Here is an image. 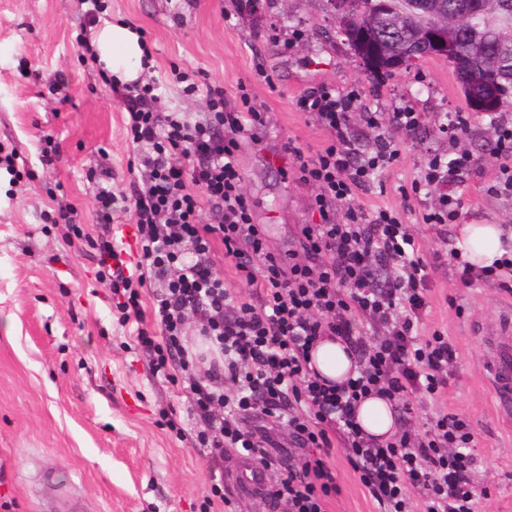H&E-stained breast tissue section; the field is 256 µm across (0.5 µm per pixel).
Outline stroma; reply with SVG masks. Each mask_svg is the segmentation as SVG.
I'll use <instances>...</instances> for the list:
<instances>
[{
  "label": "stroma",
  "instance_id": "stroma-1",
  "mask_svg": "<svg viewBox=\"0 0 512 512\" xmlns=\"http://www.w3.org/2000/svg\"><path fill=\"white\" fill-rule=\"evenodd\" d=\"M110 0L111 21L144 32L164 106L201 117L206 86L234 96L246 84L265 113L260 142H241L237 160L253 201L252 221L264 225L274 252L294 248L299 225L319 223L313 190L302 184L289 146L315 155L327 142L295 100L322 84L357 90L370 112L410 109L423 126L396 140L398 156L356 196L367 211L395 210L411 224L436 268L419 335L447 332L457 360L448 379V410L464 415L476 433L477 468L487 490L479 512H512V421L502 416L490 387L492 357L478 344L482 327L512 314V295L456 280L450 243L421 221L424 198H405L431 153H448L439 130L447 116L470 115L465 144L470 166L448 191L461 201L458 224L512 226V198L490 191L500 160L491 120L512 123V94L495 115L473 111L452 68L429 58L413 72L379 80L366 75L342 37L329 0ZM79 0H0V144L16 148L33 179L10 185L0 175V512H59L58 488H68L86 512H269L263 499L242 495L228 473L234 451L214 460L195 436L187 376L171 366L152 372L135 324H120L116 299L96 278L97 224L91 173L109 169L113 192L131 190L132 146L125 109L86 63L76 35ZM199 85L183 92L175 71ZM59 144L54 165L38 161L44 136ZM70 204L87 233L66 247L65 225L44 226L43 210ZM180 422L173 431L168 418ZM328 465L342 488L332 512H380L346 458L336 449ZM224 476V498L210 495Z\"/></svg>",
  "mask_w": 512,
  "mask_h": 512
}]
</instances>
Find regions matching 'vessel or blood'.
I'll list each match as a JSON object with an SVG mask.
<instances>
[{"label": "vessel or blood", "instance_id": "vessel-or-blood-1", "mask_svg": "<svg viewBox=\"0 0 512 512\" xmlns=\"http://www.w3.org/2000/svg\"><path fill=\"white\" fill-rule=\"evenodd\" d=\"M479 343L493 356L490 382L498 409L512 420V322L487 327ZM232 478L241 493L254 497L266 493L272 483L270 471L247 457L239 458Z\"/></svg>", "mask_w": 512, "mask_h": 512}]
</instances>
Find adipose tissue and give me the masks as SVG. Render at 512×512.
Returning a JSON list of instances; mask_svg holds the SVG:
<instances>
[{
  "instance_id": "ef3b65f1",
  "label": "adipose tissue",
  "mask_w": 512,
  "mask_h": 512,
  "mask_svg": "<svg viewBox=\"0 0 512 512\" xmlns=\"http://www.w3.org/2000/svg\"><path fill=\"white\" fill-rule=\"evenodd\" d=\"M91 46L99 64L122 84L136 81L144 70L145 45L130 26L107 23L93 35ZM502 230L496 224H465L456 249L462 260L489 266L503 257Z\"/></svg>"
}]
</instances>
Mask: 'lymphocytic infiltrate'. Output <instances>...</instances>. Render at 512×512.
<instances>
[{"mask_svg": "<svg viewBox=\"0 0 512 512\" xmlns=\"http://www.w3.org/2000/svg\"><path fill=\"white\" fill-rule=\"evenodd\" d=\"M156 88L153 79L122 87L136 176L127 195L98 185L92 207L104 227L133 224L135 261L126 264L122 244L105 240L97 277L118 297L121 323L138 321L137 341L151 354L155 372L167 373L175 361L186 371L206 365L204 381L189 385L201 422L198 443L216 457L230 448L276 468L266 495L273 512H327L342 493L326 464L339 448L383 512H412L416 495L424 512H477L485 489L474 432L443 406L456 350L444 331L417 334L434 267L412 225L390 209L369 213L355 202L373 175L394 161L396 134L415 132L424 114H360L358 92L330 85L299 95L297 110L328 135L312 158L288 148L300 181L314 190L321 221L301 225L297 248L275 254L264 226L251 220L253 202L236 160L241 141H260L267 128L245 85L237 87L236 106L222 88H208L198 119L165 111ZM357 116L373 134L366 152L350 134ZM470 161L460 145L450 155H430L413 193L452 182ZM342 203L348 209L341 216ZM219 243L254 300H235L216 274ZM454 266L463 284L512 290L511 259ZM145 288L154 291L149 327L141 324ZM192 327L206 353L187 345ZM326 341L341 344L351 360L342 381L325 378L312 364ZM371 397L385 400L394 415L388 438L367 433L356 420L359 402ZM423 397L441 405L425 425L414 413L415 399ZM256 414L265 426H245ZM282 431L293 449L283 465L270 454Z\"/></svg>", "mask_w": 512, "mask_h": 512, "instance_id": "lymphocytic-infiltrate-1", "label": "lymphocytic infiltrate"}]
</instances>
